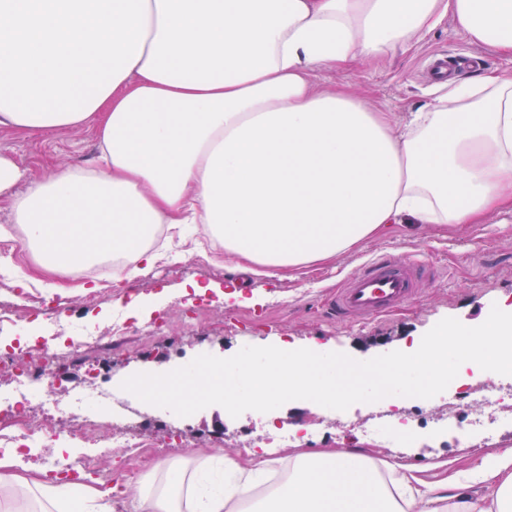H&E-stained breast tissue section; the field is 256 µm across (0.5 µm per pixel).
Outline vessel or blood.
<instances>
[{
  "label": "vessel or blood",
  "mask_w": 512,
  "mask_h": 512,
  "mask_svg": "<svg viewBox=\"0 0 512 512\" xmlns=\"http://www.w3.org/2000/svg\"><path fill=\"white\" fill-rule=\"evenodd\" d=\"M424 268L423 261L411 256H374L337 287L327 309L352 321L394 312L418 292Z\"/></svg>",
  "instance_id": "obj_1"
}]
</instances>
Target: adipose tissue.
<instances>
[{
	"label": "adipose tissue",
	"instance_id": "1",
	"mask_svg": "<svg viewBox=\"0 0 512 512\" xmlns=\"http://www.w3.org/2000/svg\"><path fill=\"white\" fill-rule=\"evenodd\" d=\"M453 18L512 57V0H0V127H94V166L33 180L0 155V199L61 274L131 252L157 259L153 226L204 224L236 266L284 277L335 261L405 219L481 224L512 210V73L448 89L397 128L353 94L317 89L321 67L406 51ZM267 469L161 467L138 512H512V448L483 459L489 499L465 485L411 486L357 452L294 457L264 501ZM41 512H111L112 489L31 475L0 458V489Z\"/></svg>",
	"mask_w": 512,
	"mask_h": 512
}]
</instances>
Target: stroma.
Returning <instances> with one entry per match:
<instances>
[{
  "instance_id": "stroma-1",
  "label": "stroma",
  "mask_w": 512,
  "mask_h": 512,
  "mask_svg": "<svg viewBox=\"0 0 512 512\" xmlns=\"http://www.w3.org/2000/svg\"><path fill=\"white\" fill-rule=\"evenodd\" d=\"M435 52L450 62L462 56L480 57L479 67L458 72L462 81L488 70L512 72L511 57L472 44L454 20L448 19L393 61H369L355 69L323 68L316 72L315 81L354 92L370 107L393 113L404 122L435 95L438 83L425 73L428 57ZM0 155L10 156L31 174L42 175L59 167L95 163L98 140L88 126L45 135L0 128ZM25 241L22 225L12 221L9 202L1 199L0 265L11 271L12 279L0 284V308L24 309L34 295L48 301L60 297L71 325L101 326L112 322L119 312L118 300L129 294L144 298L150 306L144 324H165L152 338L128 332L112 344L91 350L90 360L103 365L101 377L74 368L58 385L57 394L63 399L73 390L90 398L109 390L131 409L127 422L136 426L144 444L139 459L120 463L99 455L88 468L92 475L116 468L129 481L128 496L113 499L112 512H134L133 503L140 494L160 487L158 462L148 449L158 425H166L184 443L193 445L196 455L191 459L183 457L177 447L168 452L169 459L183 462L190 471L207 466L216 455L246 462L251 455L242 450V443L259 444L269 434L263 413L249 410L234 418L223 407L212 405L180 417L121 390L125 378L139 372L166 373L201 354L226 358L240 350L245 338L255 346L287 343L295 349L342 352L368 360L402 350L443 318L471 325L489 315L492 305L512 303V212L493 215L483 224L448 230L435 224L394 225L387 235L366 241L361 249L341 255L332 264L312 265L284 279L249 276L246 291L256 295L258 303L237 308L225 307L212 294L201 298L182 293L183 286L193 280L211 281L229 291L240 276L234 260L225 259L223 243L212 242L201 224L187 225L182 233L169 232L165 257L135 276L118 283L95 274L96 287L91 291L83 288L85 273L63 278L42 272ZM381 253L417 256L436 266L438 276L424 282L420 295L396 314L353 324L326 314L322 300L337 281L357 272L366 258ZM403 407L407 414L427 419L428 425L416 428L411 439L392 449L375 445L362 432L364 424L378 415V404L357 403L338 416L311 401L288 402L277 410V426L290 427L313 417L320 423L296 447L277 449L270 463L289 461L298 447L305 451L357 449L378 465L397 459L420 483L435 485L455 481L462 473L475 470L486 456L512 448L508 424L492 425L490 432L478 430L461 440L449 437L442 427L448 416L443 396L422 404L407 401Z\"/></svg>"
}]
</instances>
